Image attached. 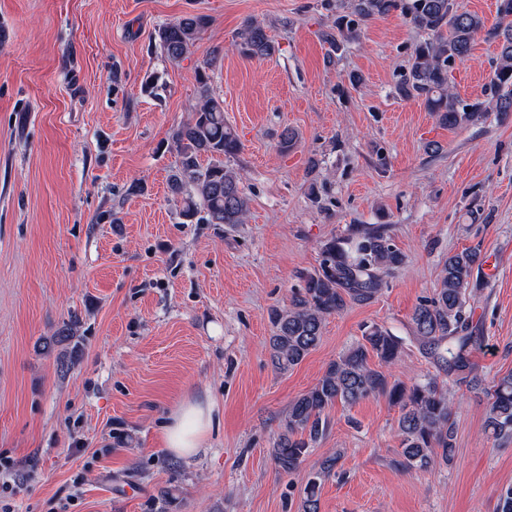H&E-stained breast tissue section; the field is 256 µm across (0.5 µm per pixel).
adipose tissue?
Listing matches in <instances>:
<instances>
[{"label": "adipose tissue", "mask_w": 512, "mask_h": 512, "mask_svg": "<svg viewBox=\"0 0 512 512\" xmlns=\"http://www.w3.org/2000/svg\"><path fill=\"white\" fill-rule=\"evenodd\" d=\"M215 420V405L205 397L185 400L171 415L163 429L167 450L176 457L197 456L205 446Z\"/></svg>", "instance_id": "1"}]
</instances>
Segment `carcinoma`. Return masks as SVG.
<instances>
[{"label":"carcinoma","instance_id":"obj_1","mask_svg":"<svg viewBox=\"0 0 512 512\" xmlns=\"http://www.w3.org/2000/svg\"><path fill=\"white\" fill-rule=\"evenodd\" d=\"M496 23L488 34L499 41L497 63L484 89L485 99L467 102L450 90L448 69L471 53L485 19L460 8L458 0H347L336 5L332 27L322 33L328 45L326 60L333 63L345 47L358 40L369 20L401 16L427 35L412 51L407 71L395 86L397 96L417 99L441 125H475L493 107L512 112V0H496ZM208 24L204 15H188L155 31L154 41L167 59L188 57ZM234 46L249 59H268L278 46L264 24L251 20L237 33ZM214 60L196 68L200 87L191 116L176 129L173 139L179 163L169 176L168 190L182 202L187 221L206 224H243L249 199L244 175L230 165L241 150L234 129L224 120V102L210 87ZM207 163H201L202 158ZM405 255L393 243L384 224L354 225L346 237L331 238L321 248L319 265L303 276V287L292 304L271 313L275 334L270 337L274 367L286 372L299 364L321 341L325 318L350 304H366L381 292L385 275L403 264ZM480 256L463 250L448 256L438 288L419 302L410 317L411 336L420 353L456 382L480 387L488 401L486 429L495 440L512 436V372L482 383L473 375V320L468 302L474 266ZM405 341L383 326L363 329L362 341L331 361L318 382L297 397L270 450L278 470L288 474L305 460L311 445L328 428L326 411L336 403L352 406L370 396L383 395L398 407L397 432L401 452L399 470H431L455 458V426L448 392L434 379L405 383L392 378L389 368L400 359ZM378 365L369 363L370 357ZM340 455L324 459L299 492L298 512H319L320 490Z\"/></svg>","mask_w":512,"mask_h":512}]
</instances>
